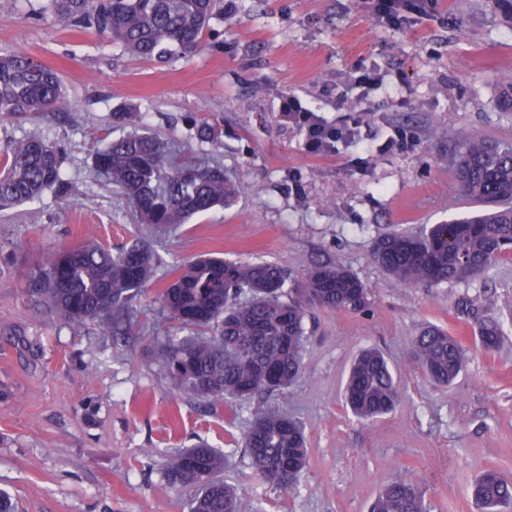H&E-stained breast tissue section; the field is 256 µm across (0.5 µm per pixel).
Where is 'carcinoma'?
<instances>
[{
  "mask_svg": "<svg viewBox=\"0 0 512 512\" xmlns=\"http://www.w3.org/2000/svg\"><path fill=\"white\" fill-rule=\"evenodd\" d=\"M51 2L60 20L107 34L131 55L158 62L198 53L221 10L219 0ZM66 106L55 70L25 53L0 50V114L59 112ZM450 161L459 196L477 212L415 234L384 232L374 240V261L408 286L464 281L512 256V143L461 129ZM93 173L147 233L116 251L86 240L58 252L31 270V292L60 319L89 321L104 336H121L133 324L137 297L154 280L159 258L152 232L232 204L237 185L217 164L175 161L167 142L149 131L109 140L95 153ZM49 189L59 205L73 203L59 148L41 138L14 143L0 159V207L34 201ZM287 280L279 265L210 254L175 270L157 300L165 318L189 334L157 342L154 350L176 389L211 404L285 389L302 371L306 309L358 311L367 302L361 279L336 264L309 268L288 291ZM477 329L483 348L498 346L496 321L483 319ZM411 358L434 382L447 385L461 372L465 353L459 339L431 326L414 338ZM345 398L365 421L397 407L400 390L381 353L366 350L355 359ZM243 447L262 480L285 492L307 463L304 428L283 414L257 417ZM228 465L229 456L199 444L169 455L167 477L189 494L190 512H239L237 492L224 483ZM472 495L483 512H512V481L494 470L475 481ZM370 512L426 509L413 483L400 477L385 485Z\"/></svg>",
  "mask_w": 512,
  "mask_h": 512,
  "instance_id": "obj_1",
  "label": "carcinoma"
}]
</instances>
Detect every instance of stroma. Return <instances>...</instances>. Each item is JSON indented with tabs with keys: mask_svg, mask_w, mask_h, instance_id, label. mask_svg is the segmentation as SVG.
Here are the masks:
<instances>
[{
	"mask_svg": "<svg viewBox=\"0 0 512 512\" xmlns=\"http://www.w3.org/2000/svg\"><path fill=\"white\" fill-rule=\"evenodd\" d=\"M0 48L57 70L70 102L33 119L0 117V152L30 137L56 143L74 200L62 209L48 190L0 210V491L18 512H188L168 483L166 455L201 442L229 456L224 479L242 512H369L400 476L431 512H480L474 481L489 469L512 479V262L408 287L371 255L383 231L415 233L466 212L448 162L457 130L512 141V112L497 105L512 76V23L489 0H439L437 13L403 30L379 21L372 0H230L203 51L165 63L57 21L51 0H0ZM363 64L381 78L365 97L352 86ZM291 95L331 123L360 114L356 139L307 153L281 117ZM123 110L136 117L116 125ZM203 119L214 140L197 139ZM398 128L416 149L381 151ZM136 129L220 162L239 187L232 205L156 239L157 288L202 253L275 262L294 280L329 261L365 283L362 311L309 309L303 372L288 388L217 405L180 393L150 347L154 333H180L164 323L154 291L138 298L134 333L116 344L32 296L34 261L88 239L118 248L138 234L93 175L103 137ZM484 316L502 333L490 354L474 334ZM427 324L466 350L449 385L410 361ZM368 348L384 354L402 392L371 423L344 400L350 366ZM271 411L305 428L308 463L286 493L256 475L241 446L256 416Z\"/></svg>",
	"mask_w": 512,
	"mask_h": 512,
	"instance_id": "stroma-1",
	"label": "stroma"
}]
</instances>
